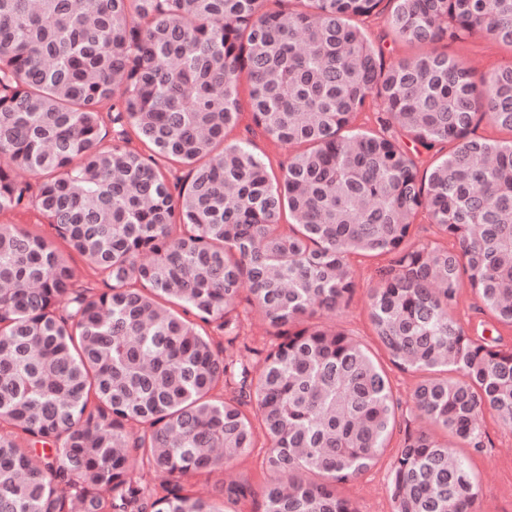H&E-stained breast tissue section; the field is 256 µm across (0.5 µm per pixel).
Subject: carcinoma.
I'll return each mask as SVG.
<instances>
[{"label": "carcinoma", "mask_w": 512, "mask_h": 512, "mask_svg": "<svg viewBox=\"0 0 512 512\" xmlns=\"http://www.w3.org/2000/svg\"><path fill=\"white\" fill-rule=\"evenodd\" d=\"M266 2L0 0V213L36 211L108 285L75 287L54 241L0 224V512H237L251 485L202 498L186 478L260 437L263 512H360L341 487L395 433L391 512H477L457 448L484 447L486 411L512 427V345L454 306L466 286L512 328V138L473 135L512 134V66L388 65L357 19L385 3L411 46L482 32L512 49V0ZM243 81L254 126L292 150L279 175L224 143ZM370 99L413 142L452 148L419 173L397 138L351 129ZM421 211L452 247L413 243ZM352 254L386 258L376 354L314 321L349 304ZM245 281L271 329L259 369L211 335L239 338ZM388 364L418 377L413 409L440 434L397 430Z\"/></svg>", "instance_id": "carcinoma-1"}]
</instances>
